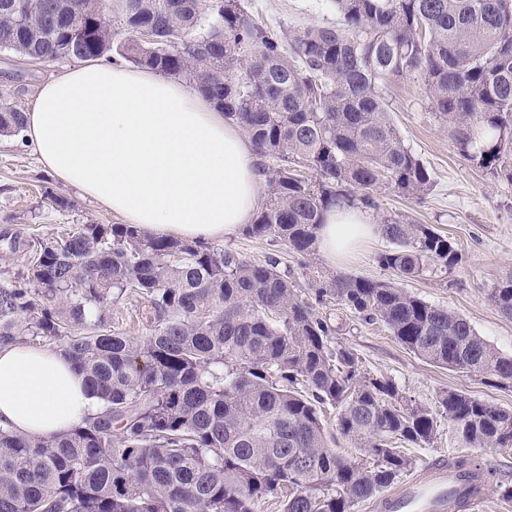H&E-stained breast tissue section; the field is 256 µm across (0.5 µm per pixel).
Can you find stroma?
I'll return each instance as SVG.
<instances>
[{"mask_svg":"<svg viewBox=\"0 0 512 512\" xmlns=\"http://www.w3.org/2000/svg\"><path fill=\"white\" fill-rule=\"evenodd\" d=\"M249 7L267 26L294 28L326 26L339 18L331 0H249ZM66 59L31 63L0 52V98L19 111H29L41 87L64 69ZM391 117L406 145L431 171L434 184L419 198L400 197L387 190L376 194L382 214L399 213L417 224L432 225L452 237L461 260L446 277L431 273L397 278L381 267L379 253L389 244L375 237L342 267H334L321 255L313 264L323 272H342L383 281H395L408 292L465 317L476 332L499 352L512 355V318L490 302L488 291L512 275V182L494 178L473 167L458 153L446 126L432 113L417 82L402 81L390 93ZM64 205H57V198ZM121 218L85 197L74 187L57 183L46 174L34 148L22 136H0V232L17 234L20 241L53 237L78 224H117ZM231 248L252 262L277 258L283 270L298 271L296 254L283 246L238 233L224 238ZM341 329L334 344L354 352L365 372L391 378L401 394L414 404L433 409L442 391L458 390L512 410V386L496 387L475 373L437 367L407 350L381 323H368L346 308L336 307ZM405 453L414 461L413 475L427 477L428 462L448 453L469 456L493 465L496 473L486 487L480 512H512V500L499 491L512 485V448H472L440 432L431 445H408Z\"/></svg>","mask_w":512,"mask_h":512,"instance_id":"35a3bbf8","label":"stroma"}]
</instances>
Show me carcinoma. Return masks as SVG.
<instances>
[{"mask_svg":"<svg viewBox=\"0 0 512 512\" xmlns=\"http://www.w3.org/2000/svg\"><path fill=\"white\" fill-rule=\"evenodd\" d=\"M342 24L274 31L244 0H0V51L32 62L114 55L183 78L252 140L265 199L251 237L310 267L331 209L379 211L373 196L425 195L423 162L391 116V86L421 83L460 156L512 182V0H332ZM149 27L154 40L144 42ZM24 128L0 102V135ZM379 264L406 278L450 273L455 242L383 215ZM137 302L149 334L110 329ZM488 298L512 317V275ZM337 303L385 325L417 357L512 384V356L471 324L390 282L337 272L307 287L208 243L133 224H79L38 238L0 280V348L48 345L84 374L101 411L47 440L0 426V512H356L411 471L398 445H430L438 418L466 448H511L512 412L462 391L438 411L333 346ZM366 460L330 446L321 413ZM475 491L490 470L465 455Z\"/></svg>","mask_w":512,"mask_h":512,"instance_id":"carcinoma-1","label":"carcinoma"}]
</instances>
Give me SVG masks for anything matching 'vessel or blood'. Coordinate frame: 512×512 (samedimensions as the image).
Returning <instances> with one entry per match:
<instances>
[{"label":"vessel or blood","instance_id":"b4317fda","mask_svg":"<svg viewBox=\"0 0 512 512\" xmlns=\"http://www.w3.org/2000/svg\"><path fill=\"white\" fill-rule=\"evenodd\" d=\"M428 479H410L386 497L389 512H453L454 496L464 490L467 480L449 471L444 461L431 463Z\"/></svg>","mask_w":512,"mask_h":512}]
</instances>
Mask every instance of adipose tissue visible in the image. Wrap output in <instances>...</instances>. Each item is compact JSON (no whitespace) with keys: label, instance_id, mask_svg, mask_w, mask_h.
<instances>
[{"label":"adipose tissue","instance_id":"1","mask_svg":"<svg viewBox=\"0 0 512 512\" xmlns=\"http://www.w3.org/2000/svg\"><path fill=\"white\" fill-rule=\"evenodd\" d=\"M46 173L153 235L211 242L251 224L263 178L249 138L202 93L146 68L97 62L45 83L25 114ZM375 226L325 214L316 247L343 260ZM84 375L47 346L0 348V425L46 439L96 414Z\"/></svg>","mask_w":512,"mask_h":512}]
</instances>
